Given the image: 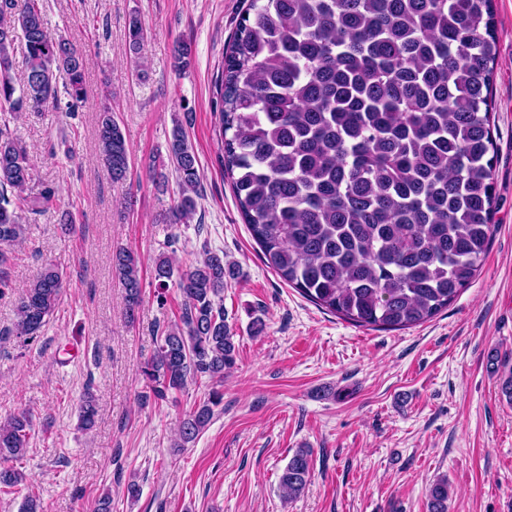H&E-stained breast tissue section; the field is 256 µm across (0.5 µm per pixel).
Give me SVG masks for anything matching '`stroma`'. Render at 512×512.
Here are the masks:
<instances>
[{"label":"stroma","instance_id":"35a3bbf8","mask_svg":"<svg viewBox=\"0 0 512 512\" xmlns=\"http://www.w3.org/2000/svg\"><path fill=\"white\" fill-rule=\"evenodd\" d=\"M43 4L50 32L84 56L88 99L75 113L50 106L10 122L33 160L29 194L51 187L57 197L25 214L24 240L5 249L0 421L26 411L32 429L15 463L27 480L0 491V512H19L31 494L44 512H93L105 495L112 512H427L428 487L443 476L448 512H512V404L499 380L512 370V0L493 2L497 229L477 279L448 309L404 330L360 327L308 301L266 265L243 221L220 166L215 82L247 0ZM133 15L147 33L138 55L129 49ZM177 40L191 47L181 69ZM105 103L131 152L121 183L100 158ZM187 114L201 197L194 217L174 224L180 188L169 141ZM155 167L168 172L166 183L152 180ZM66 211L72 223H62ZM122 247L142 266L132 321L113 268ZM207 249L240 270L224 285L236 363L222 411L179 450L177 424L209 382L142 401V368L181 311L176 289L159 291L152 272L159 258L183 269ZM48 263L65 274L60 303L36 338L13 336L19 295ZM88 392L99 418L83 432L77 415ZM300 448L312 451V476L290 499L279 476Z\"/></svg>","mask_w":512,"mask_h":512}]
</instances>
